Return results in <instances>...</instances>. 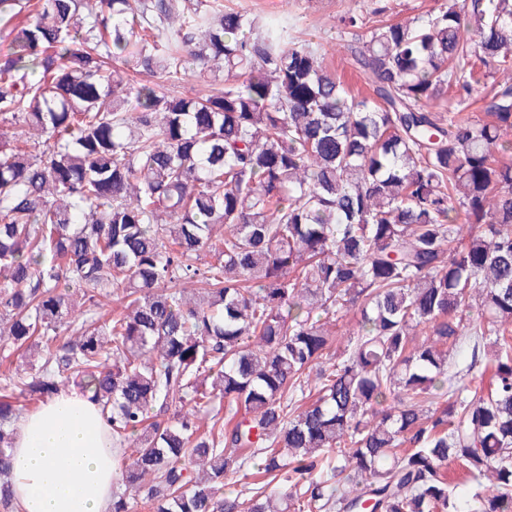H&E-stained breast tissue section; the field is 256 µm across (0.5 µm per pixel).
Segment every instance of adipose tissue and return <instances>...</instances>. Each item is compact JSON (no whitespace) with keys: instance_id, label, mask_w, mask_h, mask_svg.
I'll return each mask as SVG.
<instances>
[{"instance_id":"ef3b65f1","label":"adipose tissue","mask_w":512,"mask_h":512,"mask_svg":"<svg viewBox=\"0 0 512 512\" xmlns=\"http://www.w3.org/2000/svg\"><path fill=\"white\" fill-rule=\"evenodd\" d=\"M11 454L21 512H112L110 429L82 391L67 388L25 414Z\"/></svg>"}]
</instances>
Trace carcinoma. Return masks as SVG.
<instances>
[{
	"label": "carcinoma",
	"instance_id": "obj_1",
	"mask_svg": "<svg viewBox=\"0 0 512 512\" xmlns=\"http://www.w3.org/2000/svg\"><path fill=\"white\" fill-rule=\"evenodd\" d=\"M383 14L341 16L359 99L223 0H0V347L45 355L0 380V512L72 376L112 512H512V0Z\"/></svg>",
	"mask_w": 512,
	"mask_h": 512
}]
</instances>
